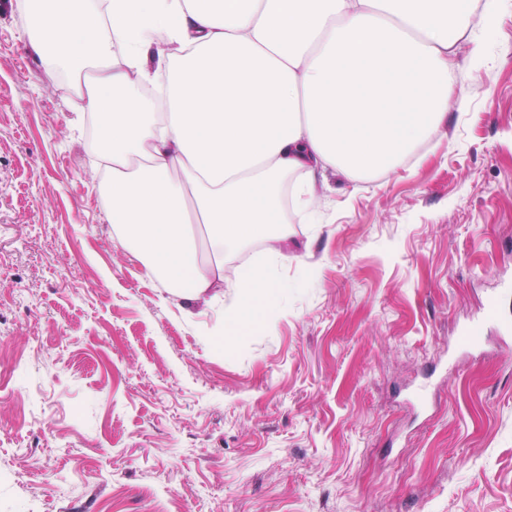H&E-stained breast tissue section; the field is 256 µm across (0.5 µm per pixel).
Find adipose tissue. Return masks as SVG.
Wrapping results in <instances>:
<instances>
[{
  "instance_id": "ef3b65f1",
  "label": "adipose tissue",
  "mask_w": 512,
  "mask_h": 512,
  "mask_svg": "<svg viewBox=\"0 0 512 512\" xmlns=\"http://www.w3.org/2000/svg\"><path fill=\"white\" fill-rule=\"evenodd\" d=\"M30 26L38 54L92 67L119 239L193 301L257 238L278 256L286 184L307 213L326 168H402L448 117L458 53L481 52L456 0H39ZM234 286L245 324L278 283L255 266Z\"/></svg>"
}]
</instances>
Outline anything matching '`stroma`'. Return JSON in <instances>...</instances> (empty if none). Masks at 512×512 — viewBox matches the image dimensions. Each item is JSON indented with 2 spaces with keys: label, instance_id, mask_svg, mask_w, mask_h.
I'll list each match as a JSON object with an SVG mask.
<instances>
[{
  "label": "stroma",
  "instance_id": "1",
  "mask_svg": "<svg viewBox=\"0 0 512 512\" xmlns=\"http://www.w3.org/2000/svg\"><path fill=\"white\" fill-rule=\"evenodd\" d=\"M478 33L415 164L289 212L239 330L120 244L0 0V512H512V7Z\"/></svg>",
  "mask_w": 512,
  "mask_h": 512
}]
</instances>
